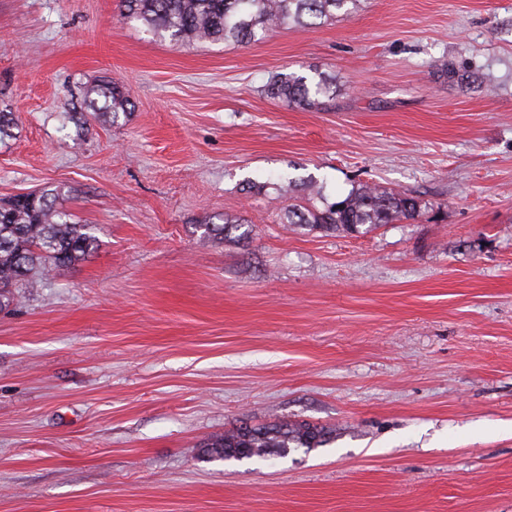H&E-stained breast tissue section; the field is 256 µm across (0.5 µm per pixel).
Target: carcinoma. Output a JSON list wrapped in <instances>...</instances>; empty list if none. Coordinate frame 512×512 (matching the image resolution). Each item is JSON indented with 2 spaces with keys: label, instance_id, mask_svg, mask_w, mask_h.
Wrapping results in <instances>:
<instances>
[{
  "label": "carcinoma",
  "instance_id": "obj_1",
  "mask_svg": "<svg viewBox=\"0 0 512 512\" xmlns=\"http://www.w3.org/2000/svg\"><path fill=\"white\" fill-rule=\"evenodd\" d=\"M359 0H120L124 17L142 22L154 33L180 44L234 42L248 44L288 25L308 27L336 18V11ZM267 93L301 109L319 104V97L336 93L334 80L319 76L311 84L304 76L279 73ZM87 107L117 120L132 103L124 88L112 80L93 86ZM300 203L283 215L287 224H300L324 233L370 232L384 224H400L417 216L422 201L377 184L362 183L331 202L324 186L309 177L300 183ZM64 193L47 187L24 198L0 203V310L15 304L17 288H36L43 276L70 268L97 248L87 224L73 220L63 207ZM239 223L224 218L205 227L206 237L224 238ZM335 439L333 430L305 421L242 423L199 445L200 456L241 461L283 457L297 448H320Z\"/></svg>",
  "mask_w": 512,
  "mask_h": 512
}]
</instances>
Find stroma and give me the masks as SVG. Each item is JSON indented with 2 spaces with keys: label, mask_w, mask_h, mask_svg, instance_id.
Returning a JSON list of instances; mask_svg holds the SVG:
<instances>
[{
  "label": "stroma",
  "mask_w": 512,
  "mask_h": 512,
  "mask_svg": "<svg viewBox=\"0 0 512 512\" xmlns=\"http://www.w3.org/2000/svg\"><path fill=\"white\" fill-rule=\"evenodd\" d=\"M289 72L336 93L267 95ZM102 79L130 113L78 126ZM0 112V200L61 186L98 240L0 311V512H512V0H360L245 45L0 0ZM278 176L424 206L310 232L242 190ZM275 420L336 439L197 455ZM335 87L334 80L325 75H319L318 81L311 84L304 76L279 73L270 80L267 93L288 105L308 109L320 104L318 96L333 97Z\"/></svg>",
  "instance_id": "obj_1"
}]
</instances>
